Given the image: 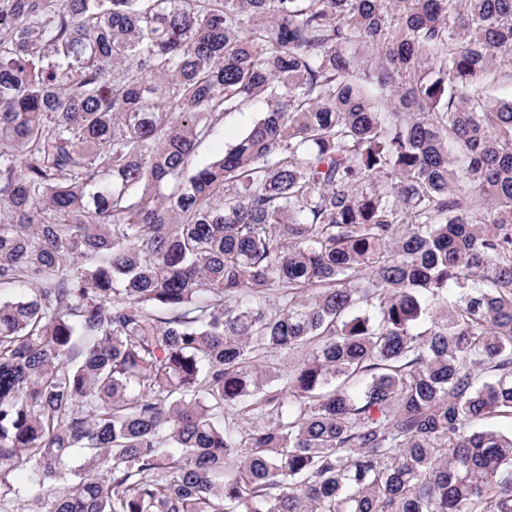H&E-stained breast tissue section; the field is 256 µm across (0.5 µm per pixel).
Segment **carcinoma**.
Instances as JSON below:
<instances>
[{
  "label": "carcinoma",
  "mask_w": 512,
  "mask_h": 512,
  "mask_svg": "<svg viewBox=\"0 0 512 512\" xmlns=\"http://www.w3.org/2000/svg\"><path fill=\"white\" fill-rule=\"evenodd\" d=\"M503 81L512 0H0V512H512ZM259 117L258 112H235L224 117L213 134L199 145L194 157L195 165L201 166L224 153Z\"/></svg>",
  "instance_id": "cac0c4a2"
}]
</instances>
